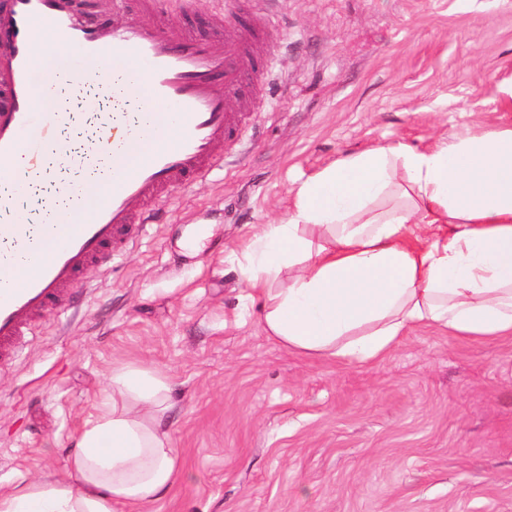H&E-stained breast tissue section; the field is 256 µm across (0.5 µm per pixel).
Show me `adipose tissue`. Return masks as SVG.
<instances>
[{
    "label": "adipose tissue",
    "instance_id": "adipose-tissue-1",
    "mask_svg": "<svg viewBox=\"0 0 512 512\" xmlns=\"http://www.w3.org/2000/svg\"><path fill=\"white\" fill-rule=\"evenodd\" d=\"M267 336L326 360H382L411 331L512 336V127L342 158L241 251ZM170 381L114 368L69 481L0 494V512H128L173 485Z\"/></svg>",
    "mask_w": 512,
    "mask_h": 512
}]
</instances>
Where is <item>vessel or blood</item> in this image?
Here are the masks:
<instances>
[{
    "label": "vessel or blood",
    "instance_id": "vessel-or-blood-1",
    "mask_svg": "<svg viewBox=\"0 0 512 512\" xmlns=\"http://www.w3.org/2000/svg\"><path fill=\"white\" fill-rule=\"evenodd\" d=\"M160 0H92L95 25L73 15L70 0H0V360L11 358L30 320L57 310L70 289L108 255L118 256L147 224L156 204L173 189L208 175L218 148L240 135L250 108L240 92L264 67L269 35L257 18L222 35L223 17L208 32L178 23L139 24L129 11L151 15ZM43 24L61 38L56 77L89 80L106 66L121 74L119 92L130 100L170 103L173 124L154 113L120 122L102 110L99 95L81 101L96 117L85 153L74 156L61 137L74 115L58 108V86L33 58V27ZM79 54H70V47ZM154 142L143 153L145 142ZM107 154L104 176L55 182L56 194L76 199L81 210L27 194L32 177L51 178L52 165L93 163Z\"/></svg>",
    "mask_w": 512,
    "mask_h": 512
}]
</instances>
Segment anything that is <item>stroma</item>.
Instances as JSON below:
<instances>
[{"label": "stroma", "mask_w": 512, "mask_h": 512, "mask_svg": "<svg viewBox=\"0 0 512 512\" xmlns=\"http://www.w3.org/2000/svg\"><path fill=\"white\" fill-rule=\"evenodd\" d=\"M261 10L283 41L242 144L0 362V493L67 481L113 368L136 361L175 384L178 455L139 512H512V338L421 328L384 360L331 362L267 336L239 273L291 190L344 156L512 126V0H194L184 20L229 31Z\"/></svg>", "instance_id": "1"}]
</instances>
